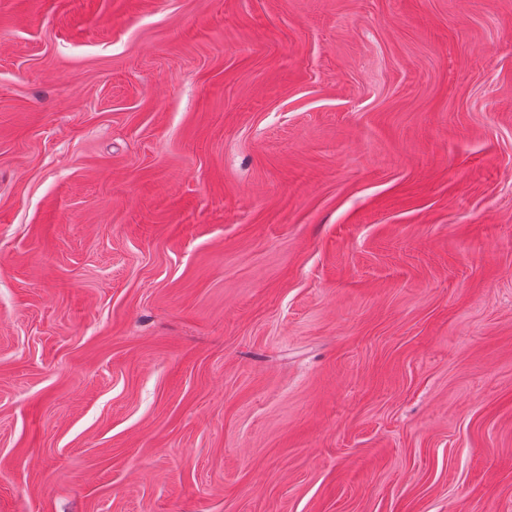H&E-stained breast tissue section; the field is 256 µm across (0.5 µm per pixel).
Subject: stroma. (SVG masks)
Wrapping results in <instances>:
<instances>
[{
    "mask_svg": "<svg viewBox=\"0 0 512 512\" xmlns=\"http://www.w3.org/2000/svg\"><path fill=\"white\" fill-rule=\"evenodd\" d=\"M0 512H512V0H0Z\"/></svg>",
    "mask_w": 512,
    "mask_h": 512,
    "instance_id": "1",
    "label": "stroma"
}]
</instances>
